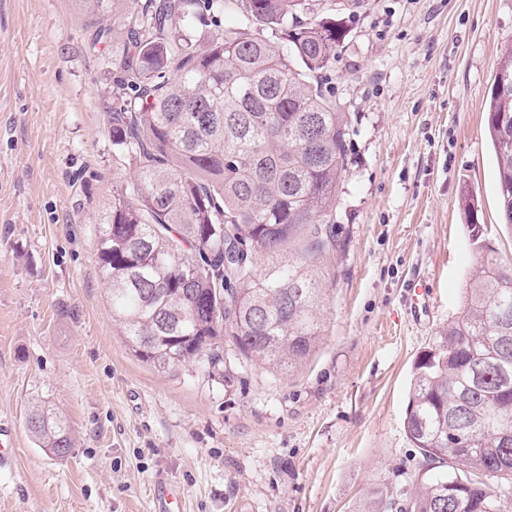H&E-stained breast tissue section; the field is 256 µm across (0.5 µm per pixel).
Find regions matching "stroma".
Returning <instances> with one entry per match:
<instances>
[{"label": "stroma", "instance_id": "1", "mask_svg": "<svg viewBox=\"0 0 512 512\" xmlns=\"http://www.w3.org/2000/svg\"><path fill=\"white\" fill-rule=\"evenodd\" d=\"M336 20L331 77L353 135L339 189L321 341L291 372L224 341L213 373L138 360L112 320L98 220L113 159L107 51L71 0H0V416L15 432L0 512H357L414 490L404 430L413 366L464 304L479 255L469 202L512 261L486 105L512 0H304ZM48 402L71 453L27 427ZM179 496L175 487L169 485L162 489H154L152 497L153 512H180Z\"/></svg>", "mask_w": 512, "mask_h": 512}]
</instances>
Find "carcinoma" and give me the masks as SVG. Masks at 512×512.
Segmentation results:
<instances>
[{"label":"carcinoma","mask_w":512,"mask_h":512,"mask_svg":"<svg viewBox=\"0 0 512 512\" xmlns=\"http://www.w3.org/2000/svg\"><path fill=\"white\" fill-rule=\"evenodd\" d=\"M91 47L112 45V147L128 177L97 242L112 319L140 361L248 359L291 371L322 329L323 257L335 247L349 122L330 92L344 36L301 0H72ZM231 4L242 19H218ZM501 219L512 224V43L487 104ZM481 254L459 315L415 361L404 419L428 467L399 512H512V263ZM29 431L67 456L38 409ZM396 505L383 488L361 512Z\"/></svg>","instance_id":"obj_1"}]
</instances>
